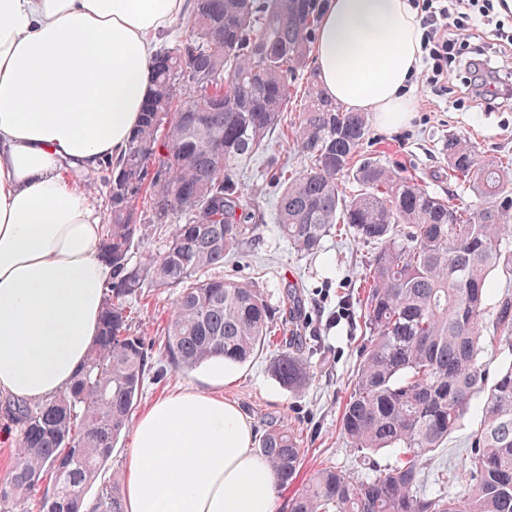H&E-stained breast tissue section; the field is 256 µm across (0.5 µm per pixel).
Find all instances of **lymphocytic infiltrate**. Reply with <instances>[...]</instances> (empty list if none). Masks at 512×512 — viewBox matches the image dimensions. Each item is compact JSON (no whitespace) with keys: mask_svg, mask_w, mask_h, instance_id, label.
Instances as JSON below:
<instances>
[{"mask_svg":"<svg viewBox=\"0 0 512 512\" xmlns=\"http://www.w3.org/2000/svg\"><path fill=\"white\" fill-rule=\"evenodd\" d=\"M422 26V86L431 95L455 94L456 105L474 102L494 112L512 103V73L471 41V23L483 19L497 39L512 46V31L493 18V0H410Z\"/></svg>","mask_w":512,"mask_h":512,"instance_id":"lymphocytic-infiltrate-1","label":"lymphocytic infiltrate"}]
</instances>
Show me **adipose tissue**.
<instances>
[{"instance_id": "obj_1", "label": "adipose tissue", "mask_w": 512, "mask_h": 512, "mask_svg": "<svg viewBox=\"0 0 512 512\" xmlns=\"http://www.w3.org/2000/svg\"><path fill=\"white\" fill-rule=\"evenodd\" d=\"M187 0H0V394L65 390L97 333L110 269L94 172L124 153L156 39ZM422 29L409 0H323L314 41L325 96L407 125ZM249 418L192 387L132 426L125 512H278Z\"/></svg>"}]
</instances>
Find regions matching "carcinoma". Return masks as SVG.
<instances>
[{
    "mask_svg": "<svg viewBox=\"0 0 512 512\" xmlns=\"http://www.w3.org/2000/svg\"><path fill=\"white\" fill-rule=\"evenodd\" d=\"M318 24V0H193L185 37L157 50L125 156L101 168L108 222L100 253L112 278L98 335L64 392L5 403L16 460L0 483V512H81L84 488L111 458L151 369L152 350L129 324L130 304L145 289L176 294L160 352L173 368L217 356L242 363L264 349L273 318L263 289L210 271L256 240L260 215L238 172L280 129ZM368 118L308 81L291 130L305 166L274 167L270 181L280 187L276 224L294 252L315 254L341 229L376 246L363 299L370 340L341 432L350 447L387 451L393 463L365 476L318 469L290 512H512V360L492 380L482 365L489 350L512 351V294L488 308L492 279L512 281V157L484 160L449 135L448 175L475 197L455 203L371 157L353 165ZM150 224L170 225L163 248L134 262ZM272 367L288 389L304 386L300 351L276 355ZM475 399L482 414L459 476L466 493L427 492L426 462ZM261 453L282 487L300 469V436L272 428ZM46 476L51 491L31 503ZM90 512H124L119 476L101 487Z\"/></svg>",
    "mask_w": 512,
    "mask_h": 512,
    "instance_id": "carcinoma-1",
    "label": "carcinoma"
}]
</instances>
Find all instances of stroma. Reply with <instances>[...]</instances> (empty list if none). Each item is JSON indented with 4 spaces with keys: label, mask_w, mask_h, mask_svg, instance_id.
I'll list each match as a JSON object with an SVG mask.
<instances>
[{
    "label": "stroma",
    "mask_w": 512,
    "mask_h": 512,
    "mask_svg": "<svg viewBox=\"0 0 512 512\" xmlns=\"http://www.w3.org/2000/svg\"><path fill=\"white\" fill-rule=\"evenodd\" d=\"M415 96L413 120L397 129L370 124L361 155L400 167L431 192L469 199L467 186L448 177L442 143L452 133L467 139L483 158L512 154V109L486 112L470 104L461 110L449 102L432 105L420 86ZM273 164L299 168L301 156L296 145L273 137L268 156L257 157L240 173L244 196L260 213L262 226L256 240L243 246L236 269L240 279L262 288L267 297L273 316L270 345L246 363L236 365L234 377L218 391L250 418L257 435H264L273 420L300 435L302 467L296 478L277 492L278 505L283 508L309 475L322 466L363 473L372 462L386 467L391 456L381 452L374 459H365L363 453L349 447L340 431L344 398L368 339L359 304L363 295L360 275L374 248L344 234L326 239L318 255H297L274 223L278 191L266 177ZM291 284L301 298V307L295 312L283 304ZM175 298L174 292L154 290L148 300L137 302L132 333L161 345ZM293 336L301 337L309 367V378L297 392L283 387L271 369L275 351ZM206 373L203 365L189 372L164 367L160 378L146 380L139 408H147L179 388L203 385ZM478 415V407H471L462 427L436 452L425 470L427 491L451 496L463 493V483L447 480L446 475L451 470L462 471L467 465L466 437Z\"/></svg>",
    "instance_id": "obj_1"
}]
</instances>
